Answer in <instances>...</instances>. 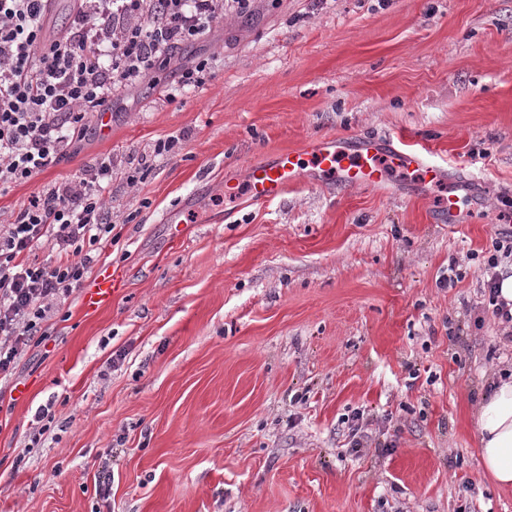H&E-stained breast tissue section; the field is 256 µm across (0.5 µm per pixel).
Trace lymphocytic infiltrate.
<instances>
[{
	"label": "lymphocytic infiltrate",
	"mask_w": 512,
	"mask_h": 512,
	"mask_svg": "<svg viewBox=\"0 0 512 512\" xmlns=\"http://www.w3.org/2000/svg\"><path fill=\"white\" fill-rule=\"evenodd\" d=\"M48 0H0V191L67 160L89 122L126 89L167 68L225 12L251 0H72L70 26L44 34ZM104 155L29 198L0 232V376H11L21 347L81 287L95 247L112 236ZM56 257L36 259L43 247Z\"/></svg>",
	"instance_id": "obj_1"
}]
</instances>
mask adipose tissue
<instances>
[{"instance_id":"adipose-tissue-1","label":"adipose tissue","mask_w":512,"mask_h":512,"mask_svg":"<svg viewBox=\"0 0 512 512\" xmlns=\"http://www.w3.org/2000/svg\"><path fill=\"white\" fill-rule=\"evenodd\" d=\"M484 470L497 485L512 486V373L503 371L473 415Z\"/></svg>"}]
</instances>
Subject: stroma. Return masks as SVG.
Wrapping results in <instances>:
<instances>
[{"instance_id": "obj_1", "label": "stroma", "mask_w": 512, "mask_h": 512, "mask_svg": "<svg viewBox=\"0 0 512 512\" xmlns=\"http://www.w3.org/2000/svg\"><path fill=\"white\" fill-rule=\"evenodd\" d=\"M179 55L207 58L201 88L167 100L178 76L158 72L113 102L110 136L0 194L3 230L101 155L148 159L112 178L119 241L93 264L121 277L111 306L73 293L0 379V512H512L472 423L512 359L480 271L512 230V0H254ZM363 135L448 159L465 223H437L447 189L411 177L224 192L256 160Z\"/></svg>"}]
</instances>
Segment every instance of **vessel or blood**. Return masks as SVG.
<instances>
[{
	"mask_svg": "<svg viewBox=\"0 0 512 512\" xmlns=\"http://www.w3.org/2000/svg\"><path fill=\"white\" fill-rule=\"evenodd\" d=\"M413 171L420 175L422 184L434 185L445 181L448 168L423 147L407 145L384 151L374 139L351 146L343 139L328 137L307 140L298 148L258 160L248 167L244 182L231 180L224 188L227 194L242 191L252 203L267 204L280 198L288 187L302 182L387 188L391 185V173ZM467 205L466 195L450 192L443 205L447 223H460ZM118 285L119 280L112 272L100 274L83 291V310L94 313L107 307Z\"/></svg>",
	"mask_w": 512,
	"mask_h": 512,
	"instance_id": "vessel-or-blood-1",
	"label": "vessel or blood"
}]
</instances>
